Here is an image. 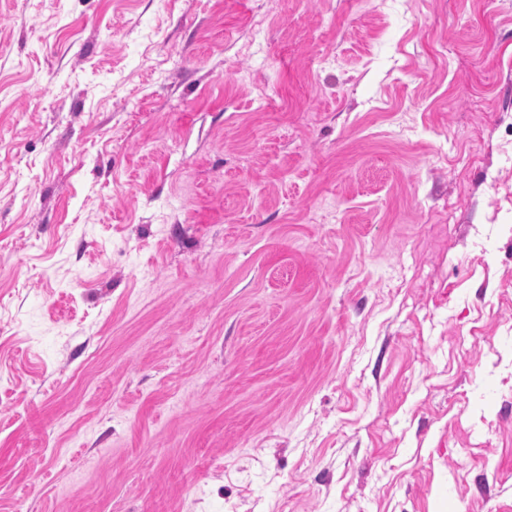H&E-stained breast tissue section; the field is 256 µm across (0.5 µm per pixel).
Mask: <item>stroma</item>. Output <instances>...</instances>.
Instances as JSON below:
<instances>
[{
	"mask_svg": "<svg viewBox=\"0 0 512 512\" xmlns=\"http://www.w3.org/2000/svg\"><path fill=\"white\" fill-rule=\"evenodd\" d=\"M0 512H512V0H0Z\"/></svg>",
	"mask_w": 512,
	"mask_h": 512,
	"instance_id": "35a3bbf8",
	"label": "stroma"
}]
</instances>
